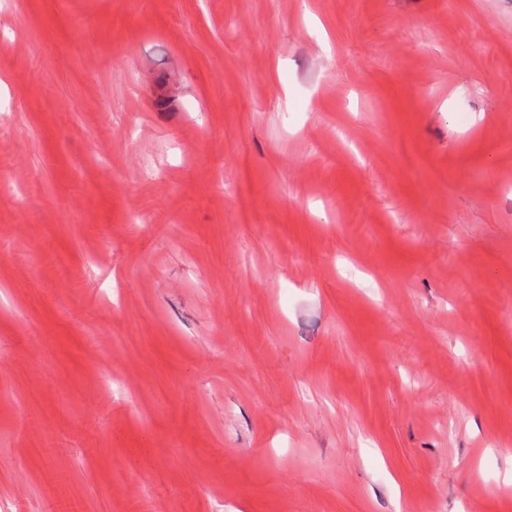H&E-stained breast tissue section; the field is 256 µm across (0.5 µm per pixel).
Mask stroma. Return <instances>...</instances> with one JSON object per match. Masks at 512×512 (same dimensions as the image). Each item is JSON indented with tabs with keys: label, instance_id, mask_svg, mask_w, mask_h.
<instances>
[{
	"label": "stroma",
	"instance_id": "1",
	"mask_svg": "<svg viewBox=\"0 0 512 512\" xmlns=\"http://www.w3.org/2000/svg\"><path fill=\"white\" fill-rule=\"evenodd\" d=\"M512 512V0H0V512Z\"/></svg>",
	"mask_w": 512,
	"mask_h": 512
}]
</instances>
